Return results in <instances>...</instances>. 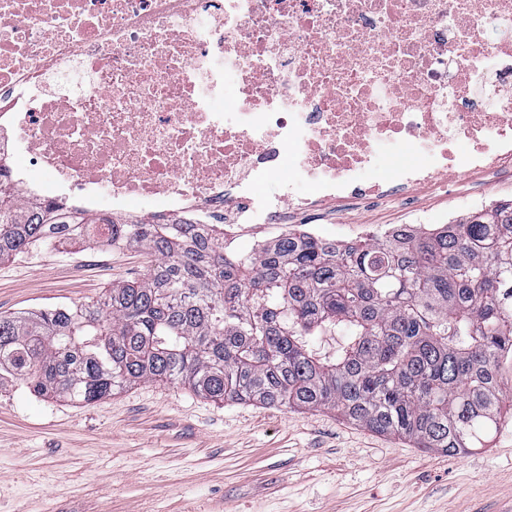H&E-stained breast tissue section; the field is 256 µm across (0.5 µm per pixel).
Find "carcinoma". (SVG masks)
<instances>
[{
  "label": "carcinoma",
  "mask_w": 512,
  "mask_h": 512,
  "mask_svg": "<svg viewBox=\"0 0 512 512\" xmlns=\"http://www.w3.org/2000/svg\"><path fill=\"white\" fill-rule=\"evenodd\" d=\"M67 240L135 244L153 262L96 299L0 315V372L39 397L84 405L166 381L219 402L333 408L449 456L501 424L512 202L427 231L237 253L215 229L20 204L0 181V261ZM327 335L341 338L331 353Z\"/></svg>",
  "instance_id": "obj_1"
}]
</instances>
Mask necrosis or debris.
Segmentation results:
<instances>
[{
    "label": "necrosis or debris",
    "instance_id": "4bbe7bcc",
    "mask_svg": "<svg viewBox=\"0 0 512 512\" xmlns=\"http://www.w3.org/2000/svg\"><path fill=\"white\" fill-rule=\"evenodd\" d=\"M383 143L400 154L379 161ZM23 156L54 191L17 178ZM497 170L512 0H0V177L19 201L309 236L286 221L295 185L391 202Z\"/></svg>",
    "mask_w": 512,
    "mask_h": 512
}]
</instances>
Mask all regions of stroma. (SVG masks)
Here are the masks:
<instances>
[{
	"instance_id": "stroma-1",
	"label": "stroma",
	"mask_w": 512,
	"mask_h": 512,
	"mask_svg": "<svg viewBox=\"0 0 512 512\" xmlns=\"http://www.w3.org/2000/svg\"><path fill=\"white\" fill-rule=\"evenodd\" d=\"M512 201L493 175L417 188L412 207L326 202L290 214L356 243L371 224L456 222L470 194ZM137 248L36 246L0 262V313L85 301L143 278ZM512 499V408L488 447L454 456L353 424L336 411L217 404L145 382L92 405L0 381V512H499Z\"/></svg>"
}]
</instances>
